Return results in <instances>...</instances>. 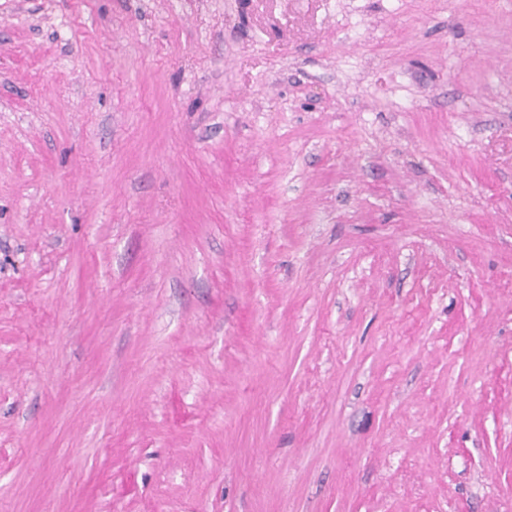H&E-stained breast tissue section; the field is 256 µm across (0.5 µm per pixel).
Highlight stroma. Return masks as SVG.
Wrapping results in <instances>:
<instances>
[{
    "label": "stroma",
    "instance_id": "obj_1",
    "mask_svg": "<svg viewBox=\"0 0 512 512\" xmlns=\"http://www.w3.org/2000/svg\"><path fill=\"white\" fill-rule=\"evenodd\" d=\"M0 512H512V0H0Z\"/></svg>",
    "mask_w": 512,
    "mask_h": 512
}]
</instances>
